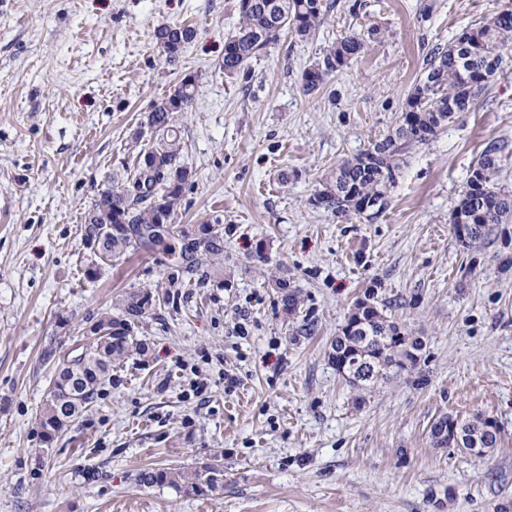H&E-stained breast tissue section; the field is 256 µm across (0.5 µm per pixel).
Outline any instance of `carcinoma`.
Segmentation results:
<instances>
[{
    "instance_id": "1",
    "label": "carcinoma",
    "mask_w": 512,
    "mask_h": 512,
    "mask_svg": "<svg viewBox=\"0 0 512 512\" xmlns=\"http://www.w3.org/2000/svg\"><path fill=\"white\" fill-rule=\"evenodd\" d=\"M238 23L224 42V76L240 74L248 62L267 51L284 33L305 41L327 16L326 0H237ZM469 42L454 39L448 48L435 47L424 58L422 77L409 94L402 120L394 132L372 143L367 149L336 167L321 190L313 195L315 205L345 219L351 215H376L388 205V195L396 183L400 157L415 145H426L455 118L466 112L485 93L490 77L501 71L502 51L512 46V16H495L488 23L469 30ZM194 37L188 26L163 25L153 32V39L167 63H174L182 49ZM366 37L352 33L341 37L323 51L322 57L302 75V87L312 93L333 73L357 58ZM195 82L183 78L167 96L147 113L131 137L137 146L143 130L154 134L151 146L140 149L134 167L124 176L97 193L84 214V243L93 251L95 262L85 266L89 280L100 274V264L120 258L129 248L150 244L141 230L157 224L168 225L156 242L185 230L172 223L184 198L190 171L181 161L182 146L177 135L181 113L188 111L194 99ZM503 146L490 143L473 166L465 190L453 214L456 224L469 229L465 245L474 248L485 236L490 224H501L512 217V196L502 193L494 182L497 154ZM221 221H206L200 226V237L192 243L193 252L217 258L222 252ZM280 290V303L285 314L300 313L299 293L288 289V280L275 281ZM183 287V279L172 273L163 283L164 292L137 291L124 298L120 313H103L87 318V324L112 329L105 336L83 332L82 352L57 366L49 398L42 415L44 443L53 440L68 424L81 415L109 383L112 365L132 354L145 355L148 346L136 339V326L152 311L170 301L174 289ZM364 298L369 308L353 328L350 322L331 342L329 358L336 372L348 383L364 391L388 378L391 373L414 366L424 343L419 337L401 334L395 322L377 306V293L369 291ZM483 416L462 419L444 414L429 428L434 446L440 422H455L476 429ZM482 449L465 454L483 456L498 447L500 428L479 434ZM144 487H168L185 495L211 496L224 489V466L215 463L183 469L148 468L136 478Z\"/></svg>"
}]
</instances>
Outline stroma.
Instances as JSON below:
<instances>
[{"instance_id":"35a3bbf8","label":"stroma","mask_w":512,"mask_h":512,"mask_svg":"<svg viewBox=\"0 0 512 512\" xmlns=\"http://www.w3.org/2000/svg\"><path fill=\"white\" fill-rule=\"evenodd\" d=\"M329 2L312 38L282 35L228 78L236 0H0V512H512V222L476 250L451 224L488 142L506 145L495 181L512 194V50L469 111L405 150L383 213L340 220L311 202L336 165L398 126L425 55L512 0ZM173 24L195 37L169 65L152 32ZM373 28L357 59L303 91L324 48ZM187 76L185 236L85 279L86 210ZM214 217L221 259L185 272L189 235ZM174 270L184 288L136 334L147 356L113 367L97 401L43 443L54 367L78 355L87 317ZM283 276L300 318L281 309ZM372 287L425 347L362 392L328 353ZM445 413L493 417L499 447H434ZM213 461L224 489L210 497L136 482L148 467Z\"/></svg>"}]
</instances>
